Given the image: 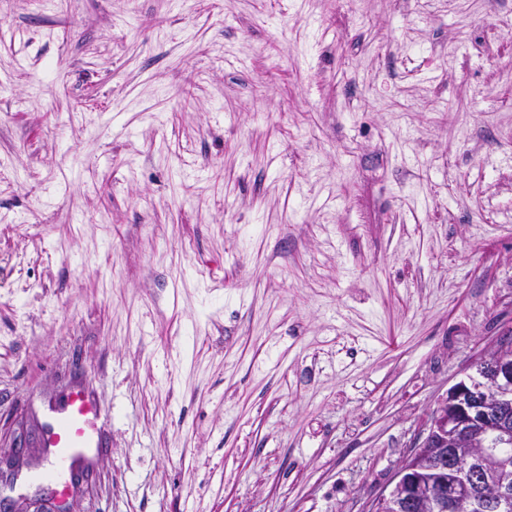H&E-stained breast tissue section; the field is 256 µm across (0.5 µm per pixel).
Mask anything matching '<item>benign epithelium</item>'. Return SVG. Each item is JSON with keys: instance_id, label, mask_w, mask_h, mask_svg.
I'll return each instance as SVG.
<instances>
[{"instance_id": "benign-epithelium-1", "label": "benign epithelium", "mask_w": 512, "mask_h": 512, "mask_svg": "<svg viewBox=\"0 0 512 512\" xmlns=\"http://www.w3.org/2000/svg\"><path fill=\"white\" fill-rule=\"evenodd\" d=\"M478 377L453 386L433 409L426 436L367 512H512V335L484 355ZM33 436L26 419L0 443V485L11 487ZM73 494L49 493L44 512H73Z\"/></svg>"}]
</instances>
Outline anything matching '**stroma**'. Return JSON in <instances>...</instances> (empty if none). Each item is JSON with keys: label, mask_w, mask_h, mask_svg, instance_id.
I'll return each instance as SVG.
<instances>
[{"label": "stroma", "mask_w": 512, "mask_h": 512, "mask_svg": "<svg viewBox=\"0 0 512 512\" xmlns=\"http://www.w3.org/2000/svg\"><path fill=\"white\" fill-rule=\"evenodd\" d=\"M511 326L512 0H0V440L84 390L75 512H367Z\"/></svg>", "instance_id": "obj_1"}]
</instances>
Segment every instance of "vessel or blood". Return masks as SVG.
<instances>
[{
  "label": "vessel or blood",
  "mask_w": 512,
  "mask_h": 512,
  "mask_svg": "<svg viewBox=\"0 0 512 512\" xmlns=\"http://www.w3.org/2000/svg\"><path fill=\"white\" fill-rule=\"evenodd\" d=\"M97 417L95 407L83 394L71 395L63 415L43 440L44 447L56 449L53 472L71 467L81 456L83 449L91 447L90 429Z\"/></svg>",
  "instance_id": "1"
}]
</instances>
